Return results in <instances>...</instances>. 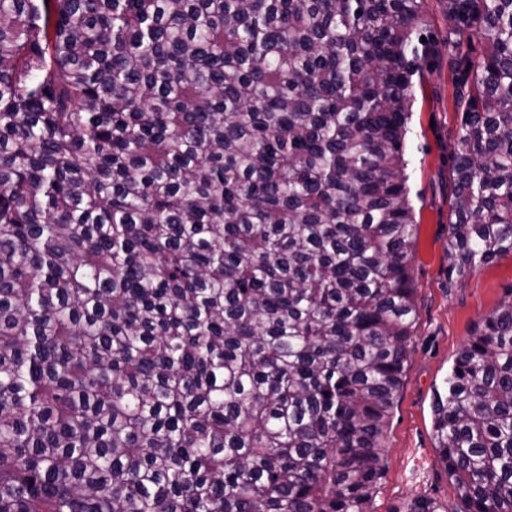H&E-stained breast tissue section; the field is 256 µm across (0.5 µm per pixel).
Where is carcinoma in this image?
Masks as SVG:
<instances>
[{
  "instance_id": "obj_1",
  "label": "carcinoma",
  "mask_w": 512,
  "mask_h": 512,
  "mask_svg": "<svg viewBox=\"0 0 512 512\" xmlns=\"http://www.w3.org/2000/svg\"><path fill=\"white\" fill-rule=\"evenodd\" d=\"M426 3L0 0V512H372ZM439 3L464 277L512 253V0ZM433 431L454 512H512V293Z\"/></svg>"
}]
</instances>
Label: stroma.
Returning a JSON list of instances; mask_svg holds the SVG:
<instances>
[{"label":"stroma","mask_w":512,"mask_h":512,"mask_svg":"<svg viewBox=\"0 0 512 512\" xmlns=\"http://www.w3.org/2000/svg\"><path fill=\"white\" fill-rule=\"evenodd\" d=\"M452 94L447 67L426 74L415 91L404 139L407 185L417 220L411 274L418 320L388 425L386 470L373 512H402L419 496L434 500L444 512L459 508L460 492L448 481L436 452L434 395L474 325L512 291L511 253L462 279L448 269L449 156L460 124Z\"/></svg>","instance_id":"1"}]
</instances>
